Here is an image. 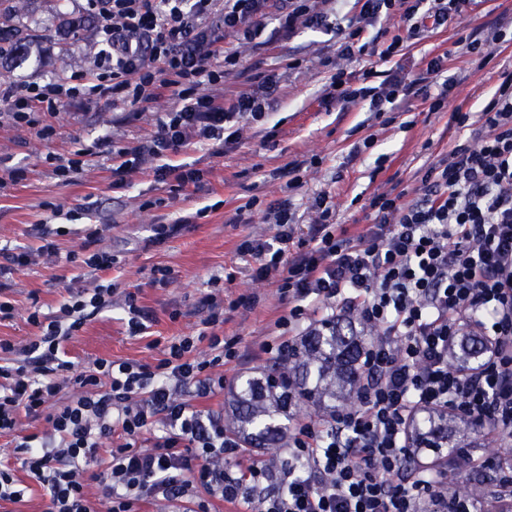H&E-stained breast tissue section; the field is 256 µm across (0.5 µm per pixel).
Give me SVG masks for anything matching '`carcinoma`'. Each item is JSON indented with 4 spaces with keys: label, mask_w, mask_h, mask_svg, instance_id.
<instances>
[{
    "label": "carcinoma",
    "mask_w": 512,
    "mask_h": 512,
    "mask_svg": "<svg viewBox=\"0 0 512 512\" xmlns=\"http://www.w3.org/2000/svg\"><path fill=\"white\" fill-rule=\"evenodd\" d=\"M37 35L11 26H0V59L14 56L35 41ZM365 345L350 321L338 320L311 336L304 337L301 349L293 354L288 372L275 368L265 380L249 378L237 396L232 425L248 445H277L286 426L278 422L288 417L291 404L311 401L324 403L334 399L349 400L357 386L359 356Z\"/></svg>",
    "instance_id": "1"
}]
</instances>
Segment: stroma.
<instances>
[{"label": "stroma", "instance_id": "35a3bbf8", "mask_svg": "<svg viewBox=\"0 0 512 512\" xmlns=\"http://www.w3.org/2000/svg\"><path fill=\"white\" fill-rule=\"evenodd\" d=\"M16 22L39 32L40 38L23 60L0 61V81L59 79L93 66L100 38L86 0H25ZM462 30L459 21H451L423 40L411 41L405 54L396 59L404 70L414 71L422 56L449 53L448 74L456 87L447 109L427 112L412 105L379 130L373 147L356 155L351 148L365 135L360 125L366 112L356 107L326 110L317 101L324 83L319 59L333 54V32L308 29L273 46L254 42L239 46L242 64L280 76L282 93L270 116L279 125L277 134L266 144L260 133L248 131L242 144L221 156L201 143L173 155L172 163L191 164L205 172L202 188L185 199L172 196L148 173L133 174L130 187L113 190V146H134L154 131L150 115L131 119L137 106L123 95L91 98L62 108L48 119L55 129L48 141L28 130L0 128V176L14 170L22 173L16 186L0 193V248L37 246L30 233L32 225L50 224L61 230L55 241L64 255L78 249L87 226H100L101 245L116 258L104 282L114 283L119 291L136 293L154 318L146 335L132 336L120 311L99 313L66 343L68 359L79 369L98 357L156 363L162 353L153 347V340L198 334L197 307L204 295L221 292L234 299L251 294L255 289L239 272L242 262L236 247L244 236L267 233L268 227L256 214L246 224L233 223L232 217L236 207L251 196L265 201L279 198L280 182L273 173L293 160L320 158L319 168L306 173L302 193L308 197L330 186L336 194L337 220L353 232L366 222L361 200L376 192L412 190L411 176L417 169L466 137L465 131L451 123L452 109L480 111L500 72H512V42L497 45L493 60L481 70L469 58L452 55ZM292 56L302 59L301 68L287 69ZM95 141L100 144L97 154L83 155V148ZM51 152L80 157L79 173L67 181L52 175L46 161ZM206 205L212 208L208 217L160 246L145 248L152 224L171 223ZM156 266L172 269V284H152L151 270ZM14 279L17 286L8 298L16 307V316L0 323V339L19 345L35 332L27 322L30 293H37L41 304L53 307L67 292L93 285L85 270L64 259L18 272ZM260 292L261 300L254 308L227 312L220 329L225 339L235 340L239 350L252 355L248 363L224 368V416L228 419L235 415L241 381L264 373L260 347L286 307L275 287Z\"/></svg>", "mask_w": 512, "mask_h": 512}]
</instances>
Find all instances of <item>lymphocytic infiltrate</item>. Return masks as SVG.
Wrapping results in <instances>:
<instances>
[{
	"mask_svg": "<svg viewBox=\"0 0 512 512\" xmlns=\"http://www.w3.org/2000/svg\"><path fill=\"white\" fill-rule=\"evenodd\" d=\"M466 2L353 0L347 24L335 27L336 0H92L106 44L100 70L1 82L0 123L46 140L54 133L46 115L77 99L123 92L146 112L162 97L177 98L178 108L153 112V134L113 149L112 186L128 187L129 174L145 165L156 182L184 194L204 174L167 156L203 141L239 145L246 125L268 118L276 80L239 69L234 43L263 32L272 44L304 28L335 30L336 50L322 61V107L361 104L379 119L416 100L439 112L453 89L439 79L447 55L413 75L389 62L408 40L447 26ZM382 16L395 30L386 43L372 33ZM272 17L278 25L270 30ZM353 60L362 61L361 75L347 71ZM233 74L244 87L228 100L222 89ZM451 119L468 137L416 172L414 198L369 197L370 222L359 231L337 223L327 191L313 198L306 224L289 196L245 203L271 235L245 236L236 254L252 283L275 285L288 302L263 345L270 360L287 362L303 336L339 318L375 334L361 352L354 402L298 417L277 459L247 458L224 422L223 368L237 352L219 328L238 301L206 295L198 335L167 340L157 363L99 357L80 370L64 343L115 307L130 335L142 334L149 316L137 295L98 284L47 314L32 302L28 343L0 339V435H14L18 468L45 490L47 512H98L86 484L95 461L107 512H143L155 501L169 512H213L217 501L238 512H471L480 502L488 512H512V489L493 500L451 493L448 474L468 475L473 459L427 458L417 427L424 416L453 417L512 435V72L501 73L478 115L457 110ZM32 233L37 248H0V291L38 260L58 259L46 225ZM467 336L481 338L485 351L462 367L454 356ZM201 339L209 354H200ZM27 420L45 427L24 432ZM15 469L0 466V501L21 495Z\"/></svg>",
	"mask_w": 512,
	"mask_h": 512,
	"instance_id": "1",
	"label": "lymphocytic infiltrate"
}]
</instances>
